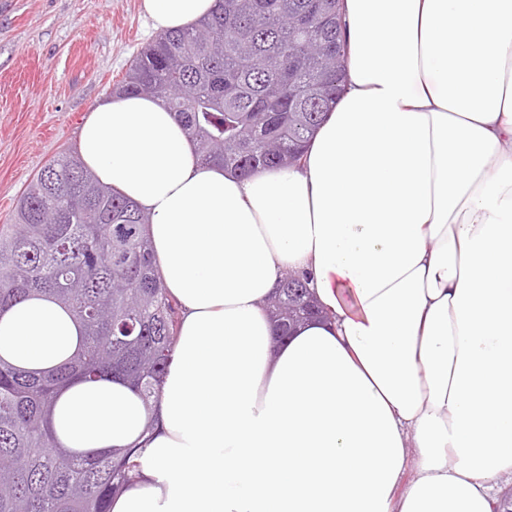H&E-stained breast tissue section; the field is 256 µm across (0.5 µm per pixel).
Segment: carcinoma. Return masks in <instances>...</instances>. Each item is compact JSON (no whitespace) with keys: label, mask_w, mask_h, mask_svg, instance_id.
<instances>
[{"label":"carcinoma","mask_w":512,"mask_h":512,"mask_svg":"<svg viewBox=\"0 0 512 512\" xmlns=\"http://www.w3.org/2000/svg\"><path fill=\"white\" fill-rule=\"evenodd\" d=\"M341 0H215L210 17L161 33L114 90L160 97L205 161L241 176L299 164L339 97L346 71ZM148 216L79 156L47 163L0 225V311L46 293L84 327L56 371L0 360V512H110L137 475L136 450L77 454L57 445L49 413L59 385L115 374L145 400L177 341L176 307L151 261ZM308 279L290 274L267 301L274 326L309 311Z\"/></svg>","instance_id":"obj_1"}]
</instances>
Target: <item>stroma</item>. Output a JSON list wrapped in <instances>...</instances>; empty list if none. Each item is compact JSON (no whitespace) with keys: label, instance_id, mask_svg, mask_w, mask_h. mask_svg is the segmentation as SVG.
Returning <instances> with one entry per match:
<instances>
[{"label":"stroma","instance_id":"1","mask_svg":"<svg viewBox=\"0 0 512 512\" xmlns=\"http://www.w3.org/2000/svg\"><path fill=\"white\" fill-rule=\"evenodd\" d=\"M156 35L141 0H0V224Z\"/></svg>","mask_w":512,"mask_h":512}]
</instances>
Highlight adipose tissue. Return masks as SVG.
<instances>
[{
	"mask_svg": "<svg viewBox=\"0 0 512 512\" xmlns=\"http://www.w3.org/2000/svg\"><path fill=\"white\" fill-rule=\"evenodd\" d=\"M214 5L141 0L160 32ZM342 22L344 89L300 166L231 175L149 96L77 131L180 309L155 401L109 376L55 399L63 447L141 451L110 512H491L512 476V0H343ZM297 271L324 316L276 349L266 301ZM81 336L50 298L0 312L26 370Z\"/></svg>",
	"mask_w": 512,
	"mask_h": 512,
	"instance_id": "obj_1",
	"label": "adipose tissue"
}]
</instances>
